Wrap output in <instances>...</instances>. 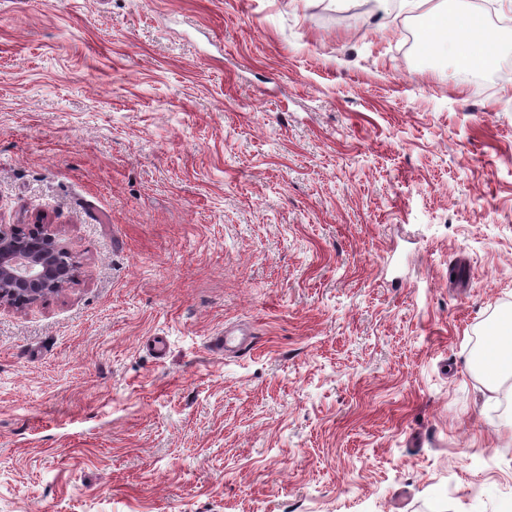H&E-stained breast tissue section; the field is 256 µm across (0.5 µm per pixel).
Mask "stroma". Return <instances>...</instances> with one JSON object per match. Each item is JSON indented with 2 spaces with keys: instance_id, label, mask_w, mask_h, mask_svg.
Returning <instances> with one entry per match:
<instances>
[{
  "instance_id": "obj_1",
  "label": "stroma",
  "mask_w": 512,
  "mask_h": 512,
  "mask_svg": "<svg viewBox=\"0 0 512 512\" xmlns=\"http://www.w3.org/2000/svg\"><path fill=\"white\" fill-rule=\"evenodd\" d=\"M494 2L468 73L399 0H0V224L81 267L0 307V512L512 504ZM498 335L488 339L482 351L473 364L482 374L486 388L494 392L502 385V383L512 376L511 361L506 367L502 362V353L504 351V338L508 340L509 352L511 348L512 338V317L508 314L504 318L498 320ZM508 335V336H502Z\"/></svg>"
}]
</instances>
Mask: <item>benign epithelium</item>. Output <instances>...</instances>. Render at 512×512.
Wrapping results in <instances>:
<instances>
[{
  "mask_svg": "<svg viewBox=\"0 0 512 512\" xmlns=\"http://www.w3.org/2000/svg\"><path fill=\"white\" fill-rule=\"evenodd\" d=\"M79 274L78 262L53 225L0 224V307L35 305Z\"/></svg>",
  "mask_w": 512,
  "mask_h": 512,
  "instance_id": "benign-epithelium-1",
  "label": "benign epithelium"
}]
</instances>
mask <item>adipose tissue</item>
Segmentation results:
<instances>
[{"label":"adipose tissue","mask_w":512,"mask_h":512,"mask_svg":"<svg viewBox=\"0 0 512 512\" xmlns=\"http://www.w3.org/2000/svg\"><path fill=\"white\" fill-rule=\"evenodd\" d=\"M430 0H400V8L406 12L426 10L433 32L444 37L447 44L460 46L458 61L464 65H486L493 57L496 36L472 13H448L431 8ZM512 335V317L501 318L498 333L490 337L473 364L482 374L489 391H496L512 377V368L502 361L504 336Z\"/></svg>","instance_id":"ef3b65f1"}]
</instances>
